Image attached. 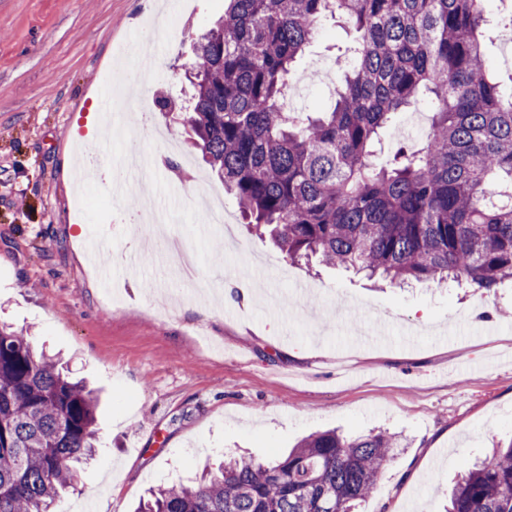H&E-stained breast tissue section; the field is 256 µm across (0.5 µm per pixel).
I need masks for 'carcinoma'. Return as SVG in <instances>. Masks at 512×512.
<instances>
[{
  "mask_svg": "<svg viewBox=\"0 0 512 512\" xmlns=\"http://www.w3.org/2000/svg\"><path fill=\"white\" fill-rule=\"evenodd\" d=\"M190 35L192 91L172 119L259 235L392 284L512 283V88L480 37L486 0H225ZM358 33L334 103L285 112L291 74L329 19ZM423 147L375 161L381 133L418 103ZM97 397L0 324V512H51L99 442ZM394 435L312 434L275 461L240 456L135 512H354L400 454ZM448 512H512V442L448 492Z\"/></svg>",
  "mask_w": 512,
  "mask_h": 512,
  "instance_id": "1",
  "label": "carcinoma"
}]
</instances>
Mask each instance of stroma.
<instances>
[{
  "label": "stroma",
  "mask_w": 512,
  "mask_h": 512,
  "mask_svg": "<svg viewBox=\"0 0 512 512\" xmlns=\"http://www.w3.org/2000/svg\"><path fill=\"white\" fill-rule=\"evenodd\" d=\"M223 12L224 0H0V321L61 354L100 398L97 454L55 512H131L224 458L268 459L327 429L412 443L357 512H442L451 479L512 442V288H399L289 261L249 231L157 103L189 92L183 30L205 33ZM354 37L342 19L326 22L290 107L329 105L321 66ZM394 124L379 163L430 128L414 109ZM92 130L94 166L132 151L155 164L135 196L94 181L78 220V144ZM146 193L194 249L207 294L160 276ZM233 282L255 288V301L225 302Z\"/></svg>",
  "instance_id": "1"
}]
</instances>
